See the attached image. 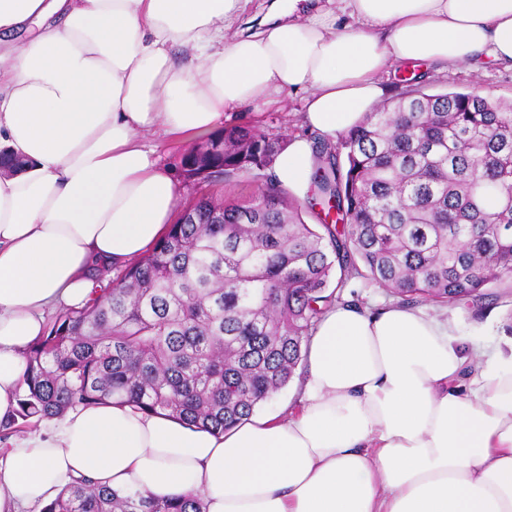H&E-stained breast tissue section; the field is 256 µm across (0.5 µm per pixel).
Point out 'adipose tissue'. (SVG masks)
I'll return each mask as SVG.
<instances>
[{
    "label": "adipose tissue",
    "instance_id": "obj_1",
    "mask_svg": "<svg viewBox=\"0 0 512 512\" xmlns=\"http://www.w3.org/2000/svg\"><path fill=\"white\" fill-rule=\"evenodd\" d=\"M249 0H0V421L17 407L44 313L79 306L97 256L122 267L165 235L179 190L144 142L229 107L305 93L335 139L385 94L390 64L512 62V0H293L226 40ZM191 49L189 62L175 48ZM314 152L288 139L275 176L304 199ZM296 406L215 434L112 402L43 419L0 449V512H41L79 478L206 512H512V341L465 354L427 308L327 310Z\"/></svg>",
    "mask_w": 512,
    "mask_h": 512
}]
</instances>
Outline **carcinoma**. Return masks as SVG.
I'll use <instances>...</instances> for the list:
<instances>
[{
	"mask_svg": "<svg viewBox=\"0 0 512 512\" xmlns=\"http://www.w3.org/2000/svg\"><path fill=\"white\" fill-rule=\"evenodd\" d=\"M279 139L229 124L178 161L196 190L147 255L86 273L100 295L45 326L27 349L15 415L0 440L114 399L222 433L274 399L304 360L319 316L353 280L403 305L478 308L512 275V104L409 89L315 148L307 224L271 171ZM260 180L247 200L217 188ZM42 512H203L198 497L144 496L75 482Z\"/></svg>",
	"mask_w": 512,
	"mask_h": 512,
	"instance_id": "1",
	"label": "carcinoma"
}]
</instances>
